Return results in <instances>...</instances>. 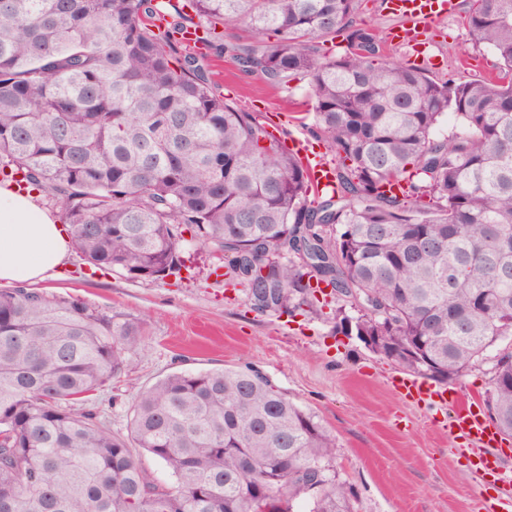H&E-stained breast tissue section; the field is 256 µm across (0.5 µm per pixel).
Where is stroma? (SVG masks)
<instances>
[{
  "label": "stroma",
  "instance_id": "obj_1",
  "mask_svg": "<svg viewBox=\"0 0 512 512\" xmlns=\"http://www.w3.org/2000/svg\"><path fill=\"white\" fill-rule=\"evenodd\" d=\"M383 56L418 65L433 79L461 82L483 78L497 63L490 48L473 44L458 17L436 26L421 56L390 41ZM205 63L237 107L260 113L284 139L311 140L305 81L272 85L241 73L227 55ZM184 248L188 267L177 278L129 280L90 269L73 253L60 277L37 285L46 295L70 296L138 324L141 342L130 366L103 395L113 432L127 433L134 396L170 373L251 365L335 434L336 466L358 492V512H483L489 497L512 499V438L502 442V480L481 481L448 433L447 411L397 394L391 381L399 368L337 334L333 310H254L243 288L214 274L217 261L202 246L189 240Z\"/></svg>",
  "mask_w": 512,
  "mask_h": 512
}]
</instances>
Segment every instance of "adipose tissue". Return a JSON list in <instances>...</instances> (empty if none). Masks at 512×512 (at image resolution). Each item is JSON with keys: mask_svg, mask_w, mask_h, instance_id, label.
Here are the masks:
<instances>
[{"mask_svg": "<svg viewBox=\"0 0 512 512\" xmlns=\"http://www.w3.org/2000/svg\"><path fill=\"white\" fill-rule=\"evenodd\" d=\"M70 250L66 226L38 205L36 192L0 185V285L52 278Z\"/></svg>", "mask_w": 512, "mask_h": 512, "instance_id": "obj_1", "label": "adipose tissue"}]
</instances>
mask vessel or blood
Here are the masks:
<instances>
[{"mask_svg": "<svg viewBox=\"0 0 512 512\" xmlns=\"http://www.w3.org/2000/svg\"><path fill=\"white\" fill-rule=\"evenodd\" d=\"M387 6L399 19L389 32L390 40L413 47L422 45L425 34L438 21L453 17L458 12V0H387ZM297 155L314 191L332 187L333 169L321 150L309 144L298 150ZM393 387L401 395L429 405L452 407L454 413L448 421V433L477 447L478 452L471 462L473 470L481 476L499 474L497 458L485 453L486 447L496 443L497 430L480 412L462 404L459 395H447L446 391L423 385L413 376L394 379Z\"/></svg>", "mask_w": 512, "mask_h": 512, "instance_id": "vessel-or-blood-1", "label": "vessel or blood"}]
</instances>
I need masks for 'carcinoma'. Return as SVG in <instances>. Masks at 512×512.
<instances>
[{
    "instance_id": "carcinoma-1",
    "label": "carcinoma",
    "mask_w": 512,
    "mask_h": 512,
    "mask_svg": "<svg viewBox=\"0 0 512 512\" xmlns=\"http://www.w3.org/2000/svg\"><path fill=\"white\" fill-rule=\"evenodd\" d=\"M192 2L210 53L307 81L331 192L308 200L299 158L178 54L184 16L164 0H0V175L58 199L94 268L177 275L188 231L258 311L317 312L324 283L336 332L408 373L452 384L491 359L485 403L512 437V79L380 61L363 0ZM465 25L512 72V0H470ZM340 32L346 52L320 53ZM449 113L467 136L436 134ZM139 344L130 319L0 290V512H355L335 436L253 366L170 373L112 433L99 395ZM135 455L140 459L142 465L152 474L158 484L166 487L172 485L173 479L162 462L151 457L142 450H138L137 448L135 450Z\"/></svg>"
}]
</instances>
